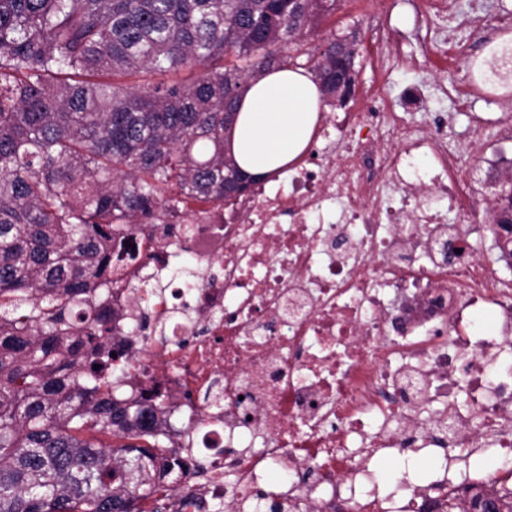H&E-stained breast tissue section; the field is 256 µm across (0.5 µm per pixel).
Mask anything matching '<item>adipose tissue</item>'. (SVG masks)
<instances>
[{
  "mask_svg": "<svg viewBox=\"0 0 512 512\" xmlns=\"http://www.w3.org/2000/svg\"><path fill=\"white\" fill-rule=\"evenodd\" d=\"M320 109V92L310 73L301 68L271 72L240 100L227 148L243 170L274 174L308 147Z\"/></svg>",
  "mask_w": 512,
  "mask_h": 512,
  "instance_id": "1",
  "label": "adipose tissue"
}]
</instances>
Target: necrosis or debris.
<instances>
[{
    "mask_svg": "<svg viewBox=\"0 0 512 512\" xmlns=\"http://www.w3.org/2000/svg\"><path fill=\"white\" fill-rule=\"evenodd\" d=\"M372 111H362V104ZM325 113L322 144L228 205L185 224L112 230L114 335L130 388H160L186 417L189 489L224 512H468L512 503V278L476 240L464 143L448 116L420 129L382 84ZM443 449L441 473L394 477L377 453ZM492 452L472 478L457 449Z\"/></svg>",
    "mask_w": 512,
    "mask_h": 512,
    "instance_id": "4bbe7bcc",
    "label": "necrosis or debris"
}]
</instances>
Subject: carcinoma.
Returning a JSON list of instances; mask_svg holds the SVG:
<instances>
[{
	"label": "carcinoma",
	"instance_id": "cac0c4a2",
	"mask_svg": "<svg viewBox=\"0 0 512 512\" xmlns=\"http://www.w3.org/2000/svg\"><path fill=\"white\" fill-rule=\"evenodd\" d=\"M0 0V512H205L165 395L122 391L97 289L112 227L232 201L239 91L301 67L345 105L356 51L306 46L336 9L306 0ZM305 58L300 63L298 59ZM493 235L512 243V191ZM99 369H93L94 365Z\"/></svg>",
	"mask_w": 512,
	"mask_h": 512
}]
</instances>
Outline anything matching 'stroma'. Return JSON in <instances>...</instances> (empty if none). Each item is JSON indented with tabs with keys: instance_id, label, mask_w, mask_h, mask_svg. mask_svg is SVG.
I'll list each match as a JSON object with an SVG mask.
<instances>
[{
	"instance_id": "stroma-1",
	"label": "stroma",
	"mask_w": 512,
	"mask_h": 512,
	"mask_svg": "<svg viewBox=\"0 0 512 512\" xmlns=\"http://www.w3.org/2000/svg\"><path fill=\"white\" fill-rule=\"evenodd\" d=\"M478 3L491 16L494 31L478 39L461 30L447 40L440 32H427L423 0H377L368 10L353 0H336L335 12L319 25L309 44L317 46L334 33L355 32L357 86L370 85L378 74H385L386 93L398 104L410 87H423L427 109L415 112L414 121L425 122L430 111L448 113L456 139H469L471 113L482 115L487 129L483 141L462 157L464 167L478 174L486 153L512 160V122L505 118L512 109V83L491 82L487 62L489 46L512 49V0H452L458 12L472 11ZM452 82L463 87L460 97L441 93L440 84Z\"/></svg>"
}]
</instances>
